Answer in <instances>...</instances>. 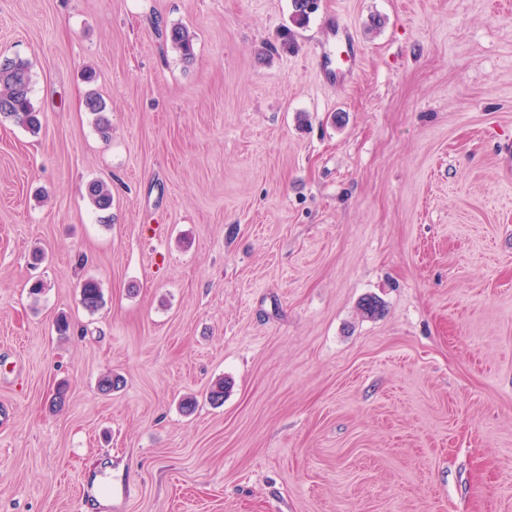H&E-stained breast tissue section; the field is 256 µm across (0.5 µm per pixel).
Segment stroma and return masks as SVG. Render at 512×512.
I'll return each mask as SVG.
<instances>
[{
	"label": "stroma",
	"mask_w": 512,
	"mask_h": 512,
	"mask_svg": "<svg viewBox=\"0 0 512 512\" xmlns=\"http://www.w3.org/2000/svg\"><path fill=\"white\" fill-rule=\"evenodd\" d=\"M1 55L0 512H512V0H0ZM331 27L336 52H321L318 67L327 82L342 89L348 85L358 68L361 50L349 27L339 23H333ZM166 37L183 59L189 60L192 58L194 35L187 27L174 25L168 30ZM31 75L25 61L0 57V117L33 133L41 129L40 112L31 102ZM87 196L96 210L104 211L112 206V190L102 181L87 184ZM80 296L81 304L90 313L97 311L103 302L100 285L92 279L80 284Z\"/></svg>",
	"instance_id": "stroma-1"
}]
</instances>
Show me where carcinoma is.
Listing matches in <instances>:
<instances>
[{
	"label": "carcinoma",
	"mask_w": 512,
	"mask_h": 512,
	"mask_svg": "<svg viewBox=\"0 0 512 512\" xmlns=\"http://www.w3.org/2000/svg\"><path fill=\"white\" fill-rule=\"evenodd\" d=\"M167 40L178 51L182 58L189 60L193 56L194 35L185 26L174 25L166 33ZM31 75L25 61L0 57V117L9 119L15 124L32 132L41 129L40 113L36 112L31 102ZM88 111L95 116V124L102 133L110 129L109 119L105 116L106 106L96 96L86 100ZM87 196L99 211L112 206V190L102 181H92L87 184ZM81 304L90 313L99 309L103 302L100 285L88 279L80 284Z\"/></svg>",
	"instance_id": "carcinoma-1"
}]
</instances>
